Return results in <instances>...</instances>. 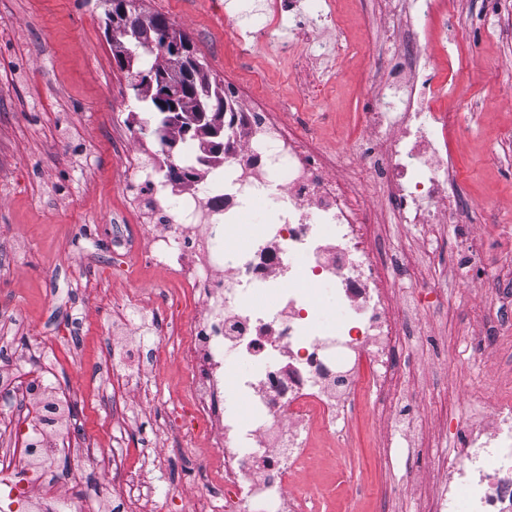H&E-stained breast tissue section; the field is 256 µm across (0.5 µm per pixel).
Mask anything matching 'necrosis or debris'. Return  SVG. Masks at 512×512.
<instances>
[{
    "instance_id": "obj_1",
    "label": "necrosis or debris",
    "mask_w": 512,
    "mask_h": 512,
    "mask_svg": "<svg viewBox=\"0 0 512 512\" xmlns=\"http://www.w3.org/2000/svg\"><path fill=\"white\" fill-rule=\"evenodd\" d=\"M406 43L374 93L357 143L355 177L336 176L340 156L304 141L258 97L241 99L225 85L237 116L222 165L183 184L177 200L167 188L170 170L146 167L128 150L137 206L127 223L146 229L149 261L165 270L163 296L129 290L118 297L132 312H155L178 338L185 369L181 395L168 424L187 450L211 449L197 470L200 492L185 512H213V486L224 489L225 512H308L313 488L294 484L310 463L317 433L345 445L337 422L349 411L364 377L389 392L393 348L411 303L396 304L389 278L375 255L370 211L355 206L371 181L390 190L405 224L455 225L460 246L454 271L488 284L502 274L481 263V241L468 212L448 194L456 171L448 162L447 111L434 107L454 69L437 64L435 20L446 19L450 0H409ZM269 199L270 219L250 227L244 245L231 244L228 227L254 202ZM333 284L332 294L323 287ZM331 304L342 313L327 325L318 314ZM248 400L241 421L225 388ZM24 411L0 418V512H87L92 493L83 468L49 471L48 457L78 453L112 473L125 453L85 440L65 439V406L42 395L41 384L16 383ZM465 457L448 465V484L423 512H512V393L497 392L489 415L461 428ZM70 494L60 498L56 485Z\"/></svg>"
}]
</instances>
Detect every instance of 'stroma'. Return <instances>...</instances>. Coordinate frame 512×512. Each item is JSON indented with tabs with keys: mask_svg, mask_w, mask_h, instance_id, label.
Segmentation results:
<instances>
[{
	"mask_svg": "<svg viewBox=\"0 0 512 512\" xmlns=\"http://www.w3.org/2000/svg\"><path fill=\"white\" fill-rule=\"evenodd\" d=\"M142 0L144 15L161 14L186 32L210 78H233L259 88L267 107L305 137L346 150L363 133L371 107L366 86L376 65L358 51L362 32L380 42L384 58L400 41L383 39L392 14L384 0H332L345 24L343 38L320 32L307 43L294 22L306 0L271 20L263 46L245 52L233 30L252 29L264 0ZM104 0H0V367L46 373L69 388L76 419L69 437L98 439L102 448L128 449L131 460L162 454L150 470L151 504L180 512L172 489L197 490L195 473L206 448L184 453L163 426V406L179 395L181 367L175 338L162 318H138L142 342L160 337L166 359L145 368L123 405L110 400L100 367L105 338L124 312L114 300L126 288L154 292L165 273L150 268L147 246L112 257L129 175L126 149L144 141L150 114L112 51ZM444 28L448 54L464 75L438 105L454 112L448 156L458 177L451 190L476 204L473 221L499 228L484 233L486 263L512 265V0H454ZM288 42L291 57L273 44ZM480 113L473 121L472 113ZM376 221V248L397 301L416 296L392 359L399 384L382 396L363 385L358 406L342 425L346 447L317 448L301 484L327 488L335 468L346 469L354 496L315 497L312 512H419L421 499L441 484L440 468L458 460L457 418L487 413L486 376L512 389V339L484 316L494 294L478 278H455L453 225L436 237L397 223L387 192L372 185L362 199ZM63 342L62 355L44 351Z\"/></svg>",
	"mask_w": 512,
	"mask_h": 512,
	"instance_id": "stroma-1",
	"label": "stroma"
}]
</instances>
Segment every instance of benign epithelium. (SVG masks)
<instances>
[{"mask_svg":"<svg viewBox=\"0 0 512 512\" xmlns=\"http://www.w3.org/2000/svg\"><path fill=\"white\" fill-rule=\"evenodd\" d=\"M107 12L112 22V41L122 45V50L115 54V58L131 71L136 56L131 52L130 45H151L154 38L150 31L130 24L129 18L133 13L131 0H108ZM164 54L169 60V68L158 72L141 70L136 75L132 88L137 97L162 103L167 115L166 121L182 126L183 137L199 142L204 153L203 161L224 154L225 113L218 111V103L212 101L211 95L197 99L194 115L182 113L178 108L182 85L172 75L177 73L191 78L200 68L191 40L185 35L166 38Z\"/></svg>","mask_w":512,"mask_h":512,"instance_id":"1","label":"benign epithelium"}]
</instances>
